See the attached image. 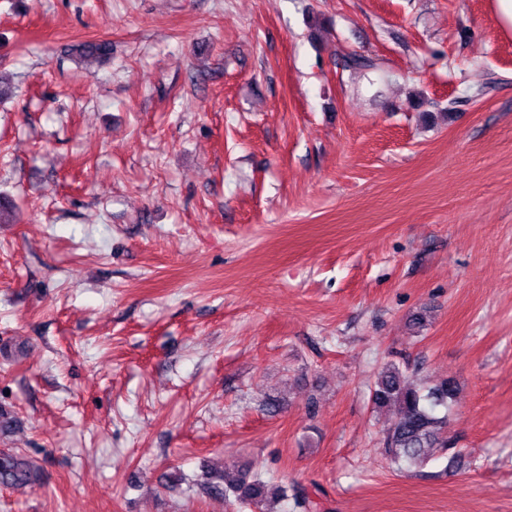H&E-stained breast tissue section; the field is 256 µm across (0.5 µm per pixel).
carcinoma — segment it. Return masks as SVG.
Masks as SVG:
<instances>
[{"label": "carcinoma", "mask_w": 512, "mask_h": 512, "mask_svg": "<svg viewBox=\"0 0 512 512\" xmlns=\"http://www.w3.org/2000/svg\"><path fill=\"white\" fill-rule=\"evenodd\" d=\"M85 56L106 57L112 53V44L106 40L88 42L79 48ZM457 386L450 379L442 380L424 389L415 385L413 378L400 366L390 363L379 373L371 394L373 408H392L395 418L383 436V447L390 461L398 468H420L437 448L449 454L448 465L455 469L460 454L453 450L448 439V416H439L441 408H448L456 397ZM36 476L33 464L22 456L0 457V484L25 486ZM203 489L213 500L238 508L268 512L270 502L292 500V512H317L319 503L314 494L294 484L290 487L273 479L242 468L230 478L224 471L206 470Z\"/></svg>", "instance_id": "carcinoma-1"}]
</instances>
